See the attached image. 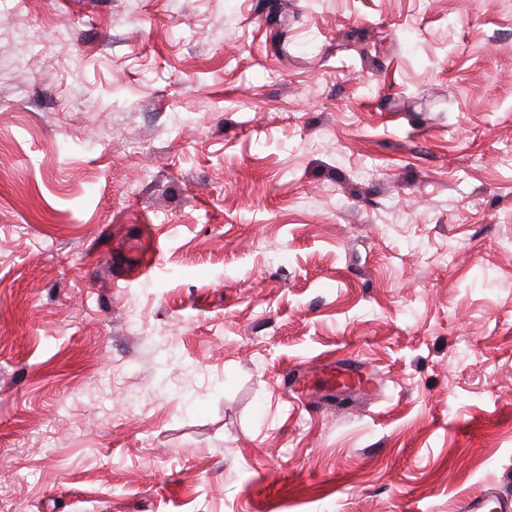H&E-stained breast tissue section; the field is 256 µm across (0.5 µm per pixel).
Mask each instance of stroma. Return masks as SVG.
Instances as JSON below:
<instances>
[{
  "label": "stroma",
  "instance_id": "35a3bbf8",
  "mask_svg": "<svg viewBox=\"0 0 512 512\" xmlns=\"http://www.w3.org/2000/svg\"><path fill=\"white\" fill-rule=\"evenodd\" d=\"M492 486L512 0H0V512Z\"/></svg>",
  "mask_w": 512,
  "mask_h": 512
}]
</instances>
